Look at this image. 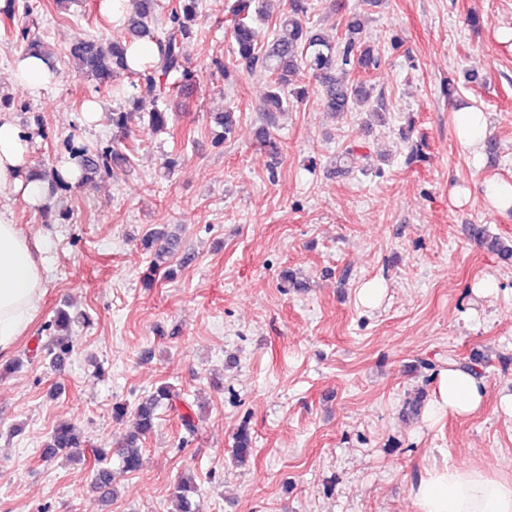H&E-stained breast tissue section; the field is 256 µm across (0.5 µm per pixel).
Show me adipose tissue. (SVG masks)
<instances>
[{
  "instance_id": "1",
  "label": "adipose tissue",
  "mask_w": 512,
  "mask_h": 512,
  "mask_svg": "<svg viewBox=\"0 0 512 512\" xmlns=\"http://www.w3.org/2000/svg\"><path fill=\"white\" fill-rule=\"evenodd\" d=\"M456 134L473 162L483 156L488 115L470 105H457ZM29 146L8 113H0V198L22 197L40 208L47 202L45 184L29 179ZM46 247L25 235L0 210V355L7 354L28 329L44 294ZM483 384L474 373L448 369L439 376L435 412L464 415L483 401ZM417 512H512V481L465 465H432L414 489Z\"/></svg>"
}]
</instances>
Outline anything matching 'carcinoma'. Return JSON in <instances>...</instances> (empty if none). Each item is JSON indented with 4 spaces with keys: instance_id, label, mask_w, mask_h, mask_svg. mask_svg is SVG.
I'll return each instance as SVG.
<instances>
[{
    "instance_id": "obj_1",
    "label": "carcinoma",
    "mask_w": 512,
    "mask_h": 512,
    "mask_svg": "<svg viewBox=\"0 0 512 512\" xmlns=\"http://www.w3.org/2000/svg\"><path fill=\"white\" fill-rule=\"evenodd\" d=\"M156 0H128L129 15L123 24V34L114 40L107 37H85L72 43L69 56L75 61L78 72L100 86H108L121 74L140 80V94L133 97L132 111L115 112L112 122L117 133L113 135L114 146L110 148H71L72 156L78 159L80 180L91 181L101 173L109 174L116 168L132 167L133 159L121 148V137L134 112L150 102L154 110L149 113V124L154 130L165 129L168 113L157 108L158 101L173 91L170 78L180 76L188 81L193 74L183 53V44L192 34L189 23L194 21L197 0H177L165 17H158ZM307 10L299 0H293L290 12L279 23V33L273 40L261 44L257 41L254 21L264 15L263 6L257 0H235L231 10L233 56L237 65L249 73L257 70L271 78L270 91L265 98L262 117L270 123L273 114L285 110L288 100L284 97L288 77L304 69L311 73L321 85V102L330 112L343 114L353 112L367 105L373 88L363 82H354V72L377 70L382 55L363 36L364 25L355 19L346 25L344 34L335 39L309 25L305 20ZM25 42L23 52L29 56L50 59L44 43L29 38L28 29L20 31ZM149 39L157 45V55L135 70L128 65L126 54L129 46L140 40ZM468 237L480 248L497 256L506 265L512 264V240L489 232L484 224H469ZM143 250L150 255L151 270L166 264L167 258L181 250V239L171 233H159V237H148L142 242ZM70 317L63 310L56 311L48 328L54 329L49 343L43 346L51 363L61 364L70 355L72 339L69 334ZM181 405L179 419L181 427L189 436L199 433V423L191 403L180 398L172 386L162 384L144 396L134 412L133 430L125 443L114 450L120 469L126 473L136 471L140 466V442L154 426L157 410L166 405ZM85 440L79 429L72 423L58 424L45 446V455H76L83 451ZM253 438L247 426L238 429L232 448L234 460L243 464L252 455ZM92 488L104 499L113 496L115 474L112 467L104 465L107 453L102 448H92ZM198 487L192 475L181 476L174 487L173 495L178 501V512H195L192 509Z\"/></svg>"
}]
</instances>
